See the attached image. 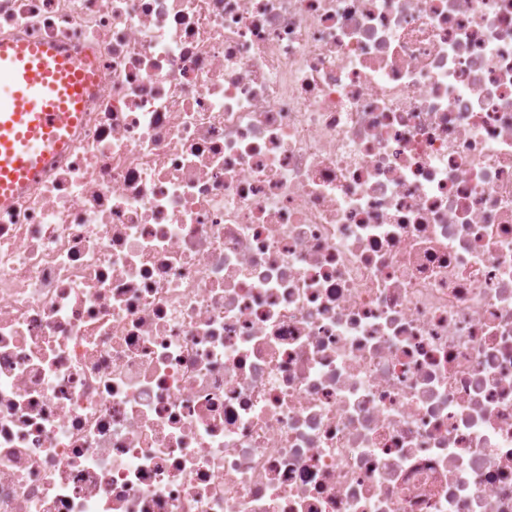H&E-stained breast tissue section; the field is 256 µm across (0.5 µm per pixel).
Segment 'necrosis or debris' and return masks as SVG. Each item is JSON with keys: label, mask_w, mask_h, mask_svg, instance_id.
Wrapping results in <instances>:
<instances>
[{"label": "necrosis or debris", "mask_w": 512, "mask_h": 512, "mask_svg": "<svg viewBox=\"0 0 512 512\" xmlns=\"http://www.w3.org/2000/svg\"><path fill=\"white\" fill-rule=\"evenodd\" d=\"M93 52L0 207V512H512V0H0Z\"/></svg>", "instance_id": "obj_1"}]
</instances>
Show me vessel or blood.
<instances>
[{"instance_id":"obj_1","label":"vessel or blood","mask_w":512,"mask_h":512,"mask_svg":"<svg viewBox=\"0 0 512 512\" xmlns=\"http://www.w3.org/2000/svg\"><path fill=\"white\" fill-rule=\"evenodd\" d=\"M101 79L93 56L0 41V205L34 184L65 149Z\"/></svg>"}]
</instances>
